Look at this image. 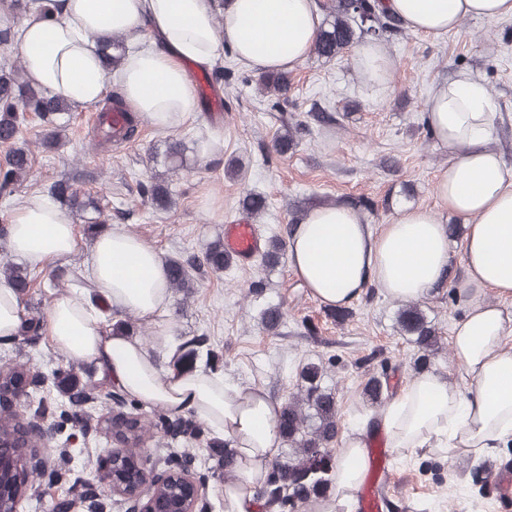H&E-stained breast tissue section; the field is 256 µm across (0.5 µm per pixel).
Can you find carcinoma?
Segmentation results:
<instances>
[{
  "instance_id": "1",
  "label": "carcinoma",
  "mask_w": 512,
  "mask_h": 512,
  "mask_svg": "<svg viewBox=\"0 0 512 512\" xmlns=\"http://www.w3.org/2000/svg\"><path fill=\"white\" fill-rule=\"evenodd\" d=\"M36 5L49 11L54 0H3L0 11L13 16L23 15ZM399 30L400 22L383 10L381 0H330L326 5L324 28L312 53L331 61L362 39L395 34ZM102 51L106 65L117 69L127 54L126 38L112 37L102 45ZM259 82L262 91L272 96H285L289 87L285 73L264 75ZM69 111L70 102L66 99L29 83L23 62L0 67V144L8 147L4 162L0 164V195L10 194L15 183L30 172L29 150L16 146L25 114L32 112L41 121L53 125V130L44 139V144L51 145L58 142L62 131L56 118ZM143 194L158 205L170 203L168 190L157 183L143 186ZM49 196L71 206L77 204L75 193L64 180L52 185ZM242 208L257 217L266 211L267 199L261 194L249 193L242 199ZM205 263L218 271L228 265L220 244L215 243L209 248ZM0 277L20 295L30 287L27 273L8 261H0ZM168 286L172 290L193 287L191 273L185 264L169 261ZM397 322L401 332L418 348L427 351L437 345L435 328L419 304L403 305L398 311ZM204 349L205 339L201 337L183 342L179 345L182 351L179 361L192 366L203 356ZM322 375V368L316 364L302 367L297 391L282 407L280 429L289 450L285 460L269 472L259 493L264 512H273L286 503L294 508L319 504L328 500L336 489V459L330 449L338 434L336 396L332 389L322 385ZM62 383L69 387V405L82 407L95 400L93 385L80 386L68 375ZM12 422V415L0 416V443L3 444L0 454L19 461L26 451L15 446L11 439ZM210 447L224 449L222 467L224 473H229L234 461L230 443L214 437L210 439Z\"/></svg>"
}]
</instances>
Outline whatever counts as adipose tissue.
<instances>
[{"label": "adipose tissue", "mask_w": 512, "mask_h": 512, "mask_svg": "<svg viewBox=\"0 0 512 512\" xmlns=\"http://www.w3.org/2000/svg\"><path fill=\"white\" fill-rule=\"evenodd\" d=\"M408 30L440 36L467 19L512 18V0H382ZM320 29L316 0H58L51 14L29 15L17 47L26 77L76 106L98 103L108 76L97 43L116 34L147 48L127 56L117 72L123 99L161 131L176 129L196 109L185 63L211 67L221 47L265 71L290 72L310 55ZM359 82L373 89L396 67L383 42L352 49ZM495 103L485 85L463 72L434 86L425 122L448 165L437 180L439 208L408 206L392 223L374 229L364 213L345 204L308 211L288 240L290 267L320 303L340 308L368 287L399 302L432 295L449 272L450 243L443 212L465 221L459 258L468 302L453 328L450 348L461 391L438 374L416 375L377 415L389 445L410 452L444 445L460 454L512 443V166L493 147ZM79 237L66 212L50 198L33 197L15 208L9 226L12 256L45 268L73 255ZM88 285L56 296L45 332L52 349L89 366L148 407L193 414L235 448L232 472L222 483L224 512H259L257 494L278 454L280 406L254 386L210 370L163 371L158 353L175 354L166 264L145 239L113 229L97 236L84 269ZM138 317L153 331L145 342L112 331L97 308ZM364 427L339 442L336 501L350 505L365 470Z\"/></svg>", "instance_id": "ef3b65f1"}]
</instances>
